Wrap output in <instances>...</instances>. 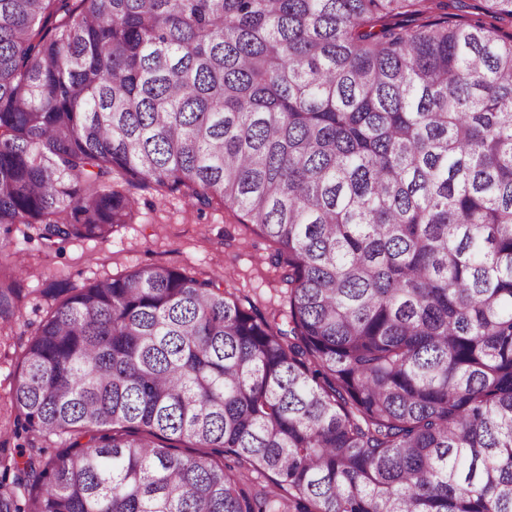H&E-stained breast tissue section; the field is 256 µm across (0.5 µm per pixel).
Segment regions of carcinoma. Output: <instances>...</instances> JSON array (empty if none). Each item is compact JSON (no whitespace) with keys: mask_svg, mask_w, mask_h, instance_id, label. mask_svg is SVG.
I'll return each instance as SVG.
<instances>
[{"mask_svg":"<svg viewBox=\"0 0 512 512\" xmlns=\"http://www.w3.org/2000/svg\"><path fill=\"white\" fill-rule=\"evenodd\" d=\"M452 6L0 0V272L155 189L288 284L281 319L157 264L54 301L0 512H512V0Z\"/></svg>","mask_w":512,"mask_h":512,"instance_id":"obj_1","label":"carcinoma"}]
</instances>
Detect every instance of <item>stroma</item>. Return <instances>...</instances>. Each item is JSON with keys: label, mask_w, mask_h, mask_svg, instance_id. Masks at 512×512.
<instances>
[{"label": "stroma", "mask_w": 512, "mask_h": 512, "mask_svg": "<svg viewBox=\"0 0 512 512\" xmlns=\"http://www.w3.org/2000/svg\"><path fill=\"white\" fill-rule=\"evenodd\" d=\"M133 223L115 227L105 240L73 239L47 245L37 231L19 225L14 243L25 272L18 284L25 297L16 334L35 330L52 299L49 289L77 290L118 277L144 264L181 270L197 278L220 277L243 305L261 313H286L288 285L271 266L272 245L252 232L241 214L221 205L202 210L176 195L137 191Z\"/></svg>", "instance_id": "obj_1"}]
</instances>
